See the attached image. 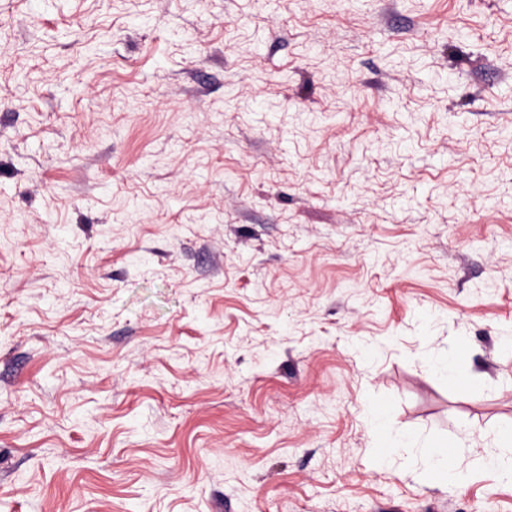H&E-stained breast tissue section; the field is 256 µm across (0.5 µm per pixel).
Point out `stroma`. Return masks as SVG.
<instances>
[{"label": "stroma", "mask_w": 512, "mask_h": 512, "mask_svg": "<svg viewBox=\"0 0 512 512\" xmlns=\"http://www.w3.org/2000/svg\"><path fill=\"white\" fill-rule=\"evenodd\" d=\"M510 424L512 0H0V512H512L421 462ZM464 358V353L459 348L454 356L448 357L441 365V370L449 383L455 384L459 378L466 380V386L461 393H466L471 384V375L463 364ZM387 409L384 405H378L371 412L372 427L380 448H387L391 452L393 448L402 446L401 437L392 434L387 424Z\"/></svg>", "instance_id": "stroma-1"}]
</instances>
